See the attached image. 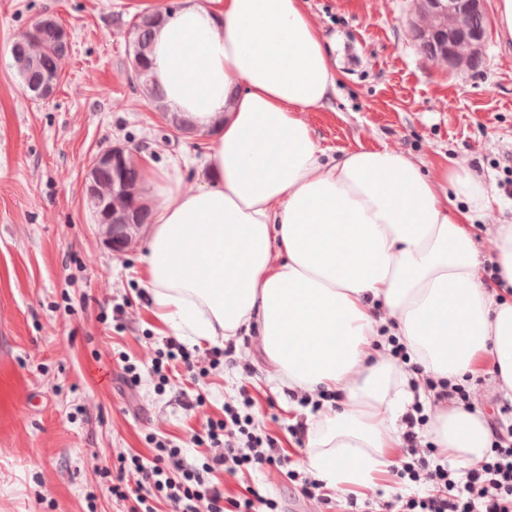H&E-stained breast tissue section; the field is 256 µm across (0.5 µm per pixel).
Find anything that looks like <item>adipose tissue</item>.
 Listing matches in <instances>:
<instances>
[{
  "label": "adipose tissue",
  "mask_w": 512,
  "mask_h": 512,
  "mask_svg": "<svg viewBox=\"0 0 512 512\" xmlns=\"http://www.w3.org/2000/svg\"><path fill=\"white\" fill-rule=\"evenodd\" d=\"M169 108L210 136L209 179L141 169L157 199L143 275L158 317L195 343L257 335L280 385L338 394L307 418L304 465L331 489L371 487L399 447L395 422L428 405L425 377L460 382L488 357L512 398V225L473 234L487 196L472 173H429L404 153L329 158L304 115L337 73L307 0H182L153 35ZM466 208L448 205L449 194ZM396 336L421 373L397 366ZM431 442L480 462L483 413L436 407Z\"/></svg>",
  "instance_id": "obj_1"
}]
</instances>
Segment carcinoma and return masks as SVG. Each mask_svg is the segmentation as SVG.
I'll list each match as a JSON object with an SVG mask.
<instances>
[{
  "instance_id": "1",
  "label": "carcinoma",
  "mask_w": 512,
  "mask_h": 512,
  "mask_svg": "<svg viewBox=\"0 0 512 512\" xmlns=\"http://www.w3.org/2000/svg\"><path fill=\"white\" fill-rule=\"evenodd\" d=\"M159 13L144 12L135 18L132 24V57L131 62L139 64V71L130 79L133 87L150 101L156 111L160 112L166 125L175 134L193 133L183 120L174 112L169 111L163 88L153 80L151 75L152 60L150 58L153 31ZM59 22L46 16L34 23L42 30V34L27 35L14 41L11 53L17 74L29 96H34L33 89L40 86L49 76L53 77V85L61 80V60L69 53V47L53 40V28ZM422 52L431 60L440 59L441 42L436 38L417 37ZM120 167L122 180H116L112 170L92 168L88 172L87 181L93 185V196L112 211L114 224H149L152 212L143 202L141 186L142 176L134 156L123 154Z\"/></svg>"
}]
</instances>
